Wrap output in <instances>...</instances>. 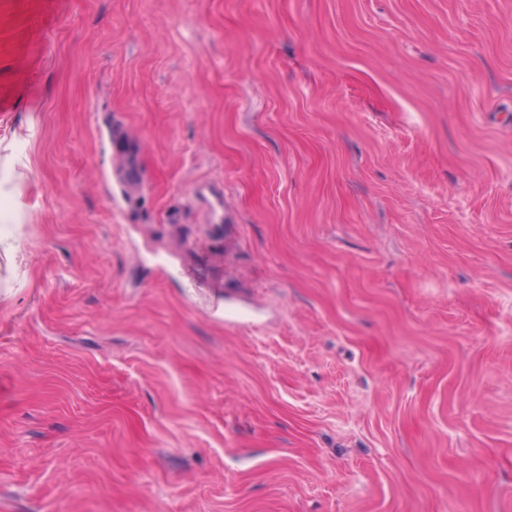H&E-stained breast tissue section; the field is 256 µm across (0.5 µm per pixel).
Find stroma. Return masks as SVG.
Instances as JSON below:
<instances>
[{
    "label": "stroma",
    "mask_w": 512,
    "mask_h": 512,
    "mask_svg": "<svg viewBox=\"0 0 512 512\" xmlns=\"http://www.w3.org/2000/svg\"><path fill=\"white\" fill-rule=\"evenodd\" d=\"M0 229V512H512V0H0ZM187 203L192 207L203 209L204 222L212 229L221 228L224 224V189L216 190L209 182L195 183L190 189Z\"/></svg>",
    "instance_id": "obj_1"
}]
</instances>
